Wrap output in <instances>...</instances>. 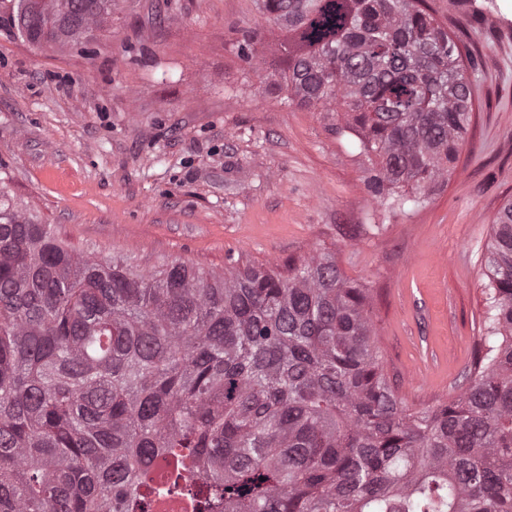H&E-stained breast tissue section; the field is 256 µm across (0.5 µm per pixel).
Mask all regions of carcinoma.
Instances as JSON below:
<instances>
[{
    "label": "carcinoma",
    "instance_id": "obj_1",
    "mask_svg": "<svg viewBox=\"0 0 512 512\" xmlns=\"http://www.w3.org/2000/svg\"><path fill=\"white\" fill-rule=\"evenodd\" d=\"M0 0V32L78 47L116 0ZM287 67L340 107L386 210L448 181L471 122L463 53L428 0H255ZM235 47L256 69L251 31ZM487 336L455 395L412 409L385 372L370 288L329 252L217 275L85 254L0 179V512H512V201L485 259ZM172 466L165 487L146 475ZM195 473L189 483L182 472Z\"/></svg>",
    "mask_w": 512,
    "mask_h": 512
}]
</instances>
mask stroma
Listing matches in <instances>:
<instances>
[{
  "label": "stroma",
  "instance_id": "obj_1",
  "mask_svg": "<svg viewBox=\"0 0 512 512\" xmlns=\"http://www.w3.org/2000/svg\"><path fill=\"white\" fill-rule=\"evenodd\" d=\"M429 3L480 65L467 141L421 206L378 207L336 113L266 92L234 47L243 29L277 45L254 0H119L86 54L0 35V177L76 249L143 271L332 252L372 288L384 366L424 407L467 384L512 200V0Z\"/></svg>",
  "mask_w": 512,
  "mask_h": 512
}]
</instances>
